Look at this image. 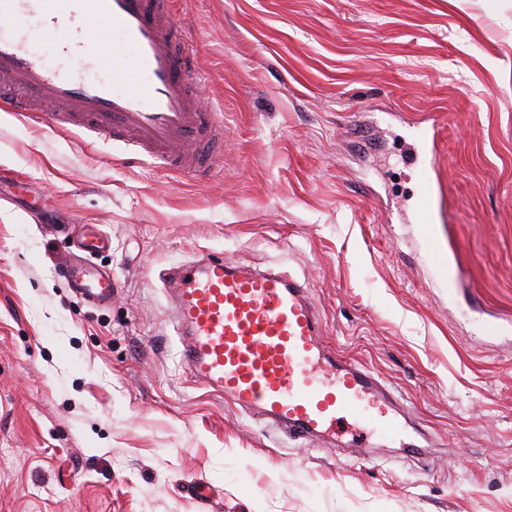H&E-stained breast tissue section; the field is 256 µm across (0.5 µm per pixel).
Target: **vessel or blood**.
<instances>
[{
  "label": "vessel or blood",
  "mask_w": 512,
  "mask_h": 512,
  "mask_svg": "<svg viewBox=\"0 0 512 512\" xmlns=\"http://www.w3.org/2000/svg\"><path fill=\"white\" fill-rule=\"evenodd\" d=\"M182 0H0V111L35 116L51 128L135 143L156 166L210 178L224 153V118L197 91L196 56L177 19ZM31 21L60 56L92 63L110 34L126 54L99 80L46 64L11 28ZM96 19L92 42L79 33ZM69 284L94 304L111 302L112 277L69 267ZM184 367L195 383L245 413H257L295 441L371 433L404 445L410 434L392 414L395 395L364 367L342 360L322 339L307 287L269 267L221 257L159 274Z\"/></svg>",
  "instance_id": "vessel-or-blood-1"
}]
</instances>
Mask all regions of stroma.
<instances>
[{"label":"stroma","mask_w":512,"mask_h":512,"mask_svg":"<svg viewBox=\"0 0 512 512\" xmlns=\"http://www.w3.org/2000/svg\"><path fill=\"white\" fill-rule=\"evenodd\" d=\"M185 14L224 115L210 179L0 112V512H512V0ZM85 224L106 306L67 280ZM209 255L305 282L420 453L292 441L201 389L158 275ZM423 174V185L422 194L415 212V220L421 224H428L432 219L430 201L433 194V180L428 167H424L422 170Z\"/></svg>","instance_id":"1"}]
</instances>
